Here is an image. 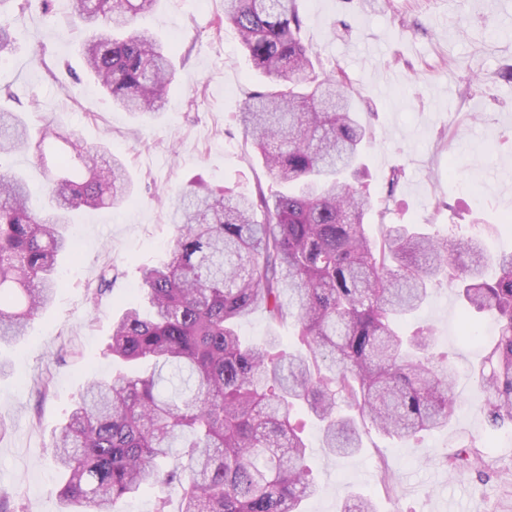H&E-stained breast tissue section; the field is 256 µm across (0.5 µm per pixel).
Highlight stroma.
<instances>
[{"instance_id":"1","label":"stroma","mask_w":512,"mask_h":512,"mask_svg":"<svg viewBox=\"0 0 512 512\" xmlns=\"http://www.w3.org/2000/svg\"><path fill=\"white\" fill-rule=\"evenodd\" d=\"M302 38L325 69L344 72L372 137L363 150L364 183L386 216L455 238L484 234L490 253L512 252V0H298ZM224 0H158L139 24L170 48L176 75L162 112L139 120L113 107L85 74V33L69 0H21L4 15L16 38L0 56V106L23 113L32 131L76 130L85 146L122 158L134 181L132 203L76 212L84 245L58 265L51 307L27 336L0 346V494L12 512H62L59 475L49 456L53 430L85 385L110 378L106 352L112 319L140 305L139 270L168 260L174 228L167 198L196 175L245 193L277 191L238 116L261 85ZM27 181L35 204L47 201V167L30 153L6 156ZM402 171L390 185L392 171ZM116 279L101 301L93 292L104 269ZM491 321L464 313L453 288H432L408 329H430L434 350L454 375L447 427L403 442L364 435L355 454L328 452L302 409L308 465L318 492L305 512H340L349 496L377 512H512V428L493 429L479 368L495 343ZM479 449L482 470H453L447 457ZM390 480L381 483L380 467Z\"/></svg>"}]
</instances>
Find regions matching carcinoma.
Masks as SVG:
<instances>
[{"instance_id":"1","label":"carcinoma","mask_w":512,"mask_h":512,"mask_svg":"<svg viewBox=\"0 0 512 512\" xmlns=\"http://www.w3.org/2000/svg\"><path fill=\"white\" fill-rule=\"evenodd\" d=\"M71 2L72 17L93 29L85 65L112 104L160 114L169 49L136 27L157 0ZM224 20L268 78L240 113L246 136L269 177L295 190L251 195L193 180L170 200L171 257L141 269L146 309L123 311L108 344L113 359L151 372L90 383L56 429L64 512H122L144 488L161 491L155 512H168L171 491L178 512H301L316 488L295 406L337 456L362 448L370 429L412 439L452 414L451 372L424 356L431 334L401 332L448 278V239L411 224L368 234L375 203L346 176L362 173L369 131L344 73L315 65L297 0H224ZM52 137L68 151L49 172L51 210L34 208L26 182L0 166V344L25 336L52 302L58 261L74 246L72 211L131 199L119 158L100 163L74 133L34 138L17 113L0 110V157L24 149L45 160ZM454 250L462 306L498 328L478 378L485 409L491 425L512 424V253L490 279L479 236L456 239ZM257 309L271 323L293 320V340L242 343L236 325ZM478 455L462 448L449 465L468 468Z\"/></svg>"}]
</instances>
